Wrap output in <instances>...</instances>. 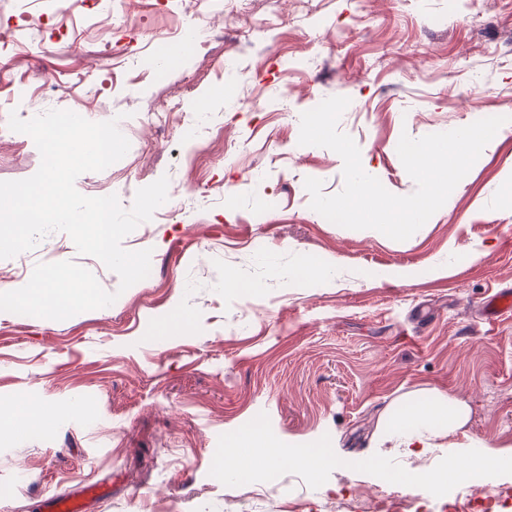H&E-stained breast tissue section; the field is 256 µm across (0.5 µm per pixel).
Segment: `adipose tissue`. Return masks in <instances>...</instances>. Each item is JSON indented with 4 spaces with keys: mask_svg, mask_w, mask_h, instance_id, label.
Instances as JSON below:
<instances>
[{
    "mask_svg": "<svg viewBox=\"0 0 512 512\" xmlns=\"http://www.w3.org/2000/svg\"><path fill=\"white\" fill-rule=\"evenodd\" d=\"M469 419V408L460 399L443 392L431 399H408L392 410L383 423L375 446L380 455L399 454L421 459L436 448L440 439L462 428ZM512 467V451L461 449L451 464L427 472L425 486L437 491L462 480L469 472L494 473Z\"/></svg>",
    "mask_w": 512,
    "mask_h": 512,
    "instance_id": "1",
    "label": "adipose tissue"
}]
</instances>
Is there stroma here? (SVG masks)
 Listing matches in <instances>:
<instances>
[{"instance_id":"obj_1","label":"stroma","mask_w":512,"mask_h":512,"mask_svg":"<svg viewBox=\"0 0 512 512\" xmlns=\"http://www.w3.org/2000/svg\"><path fill=\"white\" fill-rule=\"evenodd\" d=\"M91 2L0 0V31L29 19L0 53V104L117 120L128 153L77 190L128 209L165 176L168 201L122 241L152 251L127 290L63 232L0 260V292L72 261L119 294L62 321L0 311V403L58 409L0 431V512L89 481L108 490L92 512H364L382 499L388 512H512V472L449 498L412 480L463 448H512V317L483 313L512 289V0H117L108 16ZM187 27L208 46L162 65ZM219 85L230 94L209 98ZM332 96L350 100L338 129L364 171L399 196L416 189L402 134L506 122L395 241L310 207L306 178L328 195L344 186L337 153L298 143L301 113ZM40 162L28 135L0 137V181ZM303 264L319 275L297 276ZM437 391L467 402L466 427L424 459L377 457L387 409ZM257 427L326 466L288 460L264 485L262 450L243 448L237 475L226 450Z\"/></svg>"}]
</instances>
